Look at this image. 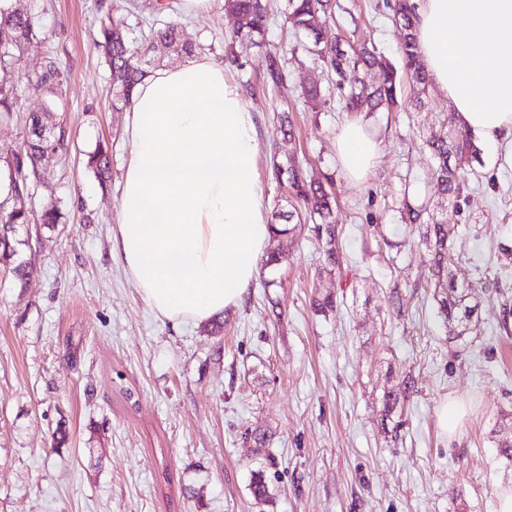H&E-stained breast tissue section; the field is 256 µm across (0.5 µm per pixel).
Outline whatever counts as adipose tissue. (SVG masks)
I'll use <instances>...</instances> for the list:
<instances>
[{
	"label": "adipose tissue",
	"instance_id": "adipose-tissue-1",
	"mask_svg": "<svg viewBox=\"0 0 512 512\" xmlns=\"http://www.w3.org/2000/svg\"><path fill=\"white\" fill-rule=\"evenodd\" d=\"M420 61L435 90L488 148L512 137V0H412ZM121 219L112 254L160 317L204 323L243 302L271 238L256 175L254 112L196 58L145 73L126 115ZM364 180L378 142L358 118L335 140Z\"/></svg>",
	"mask_w": 512,
	"mask_h": 512
}]
</instances>
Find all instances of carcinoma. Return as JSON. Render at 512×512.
<instances>
[{"label":"carcinoma","mask_w":512,"mask_h":512,"mask_svg":"<svg viewBox=\"0 0 512 512\" xmlns=\"http://www.w3.org/2000/svg\"><path fill=\"white\" fill-rule=\"evenodd\" d=\"M341 8L338 0H287V20L295 35L305 36V51L320 62L327 71L336 76L335 86L340 94L344 111L350 114H372L374 112H396L404 93L405 79H413V94L421 101L429 87V78L419 60L416 37L413 32V6L409 0H393L391 9L401 20L405 29L401 46V62L396 65L378 54L375 47L359 40L347 43L342 49L335 44L323 41L322 34L327 25L335 18L336 10ZM224 10L234 17V34L238 38L251 42L264 40L270 20L267 0H224ZM42 28L40 16L30 9L16 4L0 7V32L10 38L6 49H0V114H10L18 110L20 95L10 73L18 66L19 56L15 51L21 46L37 39ZM149 45L136 46L128 40L124 21L112 17L109 12L101 19L97 46L101 49L109 66L112 78V107L121 110L132 101L133 93L141 80L145 69L143 58L158 42L178 55L191 56L195 49L180 39L178 23L170 20L152 28ZM280 49L266 57L264 72L265 83L278 87L286 81L285 54ZM378 69L380 82L377 85L366 83L364 72ZM57 78L54 63H49L36 79L30 82L35 90H43ZM305 102L313 109L325 102V92L321 83L314 81L303 91ZM48 112H32L28 115V138L24 153L15 155L8 170L14 172V190L17 198L10 199L0 209V225H12V233L0 239V262L11 266L14 276L23 281L31 271L25 262L17 259V239L19 228L30 223V211L26 204L32 180L39 175V168L52 159L60 141L52 139L51 131L46 129ZM446 130L425 140V149L434 161L435 177L439 193L448 202L457 203L468 172L465 165L471 160H479L480 149L474 136L465 128L455 124L453 119L445 118ZM112 166V146L108 142H98L88 154L87 167L91 169L100 183L109 179ZM273 172L279 185L285 187L290 198L303 206L308 218L316 224L318 240L321 241L325 255L327 271L332 272L341 265L336 250V216L332 190L333 180H312L294 161L273 162ZM428 214L427 204L418 203L413 196H405L400 204L402 222L422 231V238L430 252V269L437 280L436 294L439 309L446 323L450 325V334L458 338L470 329L477 315V305L471 303L472 287L459 286L455 282L449 265L452 262L449 242L448 217L438 219ZM300 216V211L279 212L272 223V238L280 240L292 230L291 221ZM411 388V379L401 382V388L388 391L382 396V425L384 433L397 438V422L388 427V421L395 412L399 396L406 395Z\"/></svg>","instance_id":"cac0c4a2"}]
</instances>
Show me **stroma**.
<instances>
[{
	"mask_svg": "<svg viewBox=\"0 0 512 512\" xmlns=\"http://www.w3.org/2000/svg\"><path fill=\"white\" fill-rule=\"evenodd\" d=\"M133 37L164 0H32L42 33L27 44L13 78L19 112L0 118V157L23 151L26 118L46 105L63 145L30 185L21 258L32 277L0 269V512H495L512 487V142L481 152L449 223L456 281L472 285L479 322L458 340L438 313L429 254L398 212L418 191L440 198L424 152L452 104L404 92L396 112L367 124L379 142L361 183L336 162L345 120L335 93L311 110L301 90L320 71L289 64L284 86L267 88L268 53L297 38L285 0H271L262 45L234 38L224 0L180 15L184 42L222 62L256 114L257 176L268 213L287 194L273 155L294 157L314 176L334 178L339 269L324 268L311 224L277 241L283 260L260 268L242 304L210 324L158 318L112 256L126 158V114L112 108L110 72L100 55L99 2ZM326 40H367L397 59L399 24L386 0H341ZM233 44L237 60H224ZM54 92L29 79L48 63ZM289 110L295 137L283 140L277 114ZM112 145V178L86 167L100 140ZM65 215L49 228L48 206ZM333 296L321 313L315 299ZM414 386L394 414L398 441L379 427V401L403 378ZM468 414L442 431L444 401ZM263 472L269 501L251 489Z\"/></svg>",
	"mask_w": 512,
	"mask_h": 512,
	"instance_id": "obj_1",
	"label": "stroma"
}]
</instances>
